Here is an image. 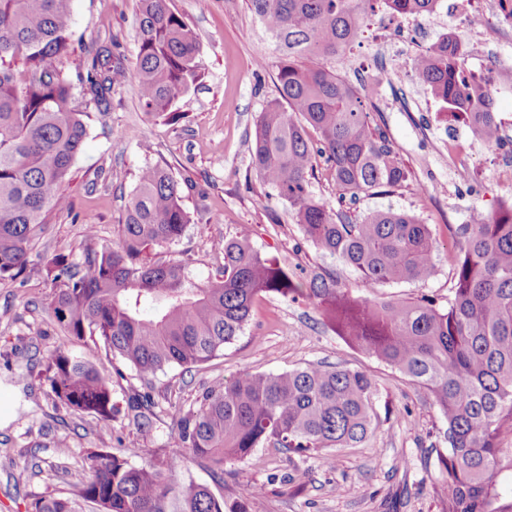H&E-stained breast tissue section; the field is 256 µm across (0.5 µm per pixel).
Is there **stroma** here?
I'll return each mask as SVG.
<instances>
[{"label": "stroma", "instance_id": "35a3bbf8", "mask_svg": "<svg viewBox=\"0 0 512 512\" xmlns=\"http://www.w3.org/2000/svg\"><path fill=\"white\" fill-rule=\"evenodd\" d=\"M172 5L199 37L204 72L201 84L174 105L181 120L146 115L137 82L127 76L115 87L110 110L91 114L68 175L71 212L52 214L35 241L25 281L0 280V458L10 463L0 468V512H28L35 500L73 495L88 477L91 454L106 448L134 466L174 463L176 489L203 485L215 495L238 498L246 512H444L448 486L439 460L448 454L447 423L432 398L339 339L308 303L258 296L243 333L221 356L189 372L168 368L148 387L128 362L99 357L119 408L109 419L56 405L40 379L62 336L47 309L52 290L42 259L62 253L77 263L88 248L115 243L117 224L145 163L165 166L183 186L191 222L179 248L190 256L196 280L219 277L224 258L216 244L245 228L255 250L303 279L331 274L359 297L426 296L443 308L456 254L449 226L474 223L512 202V127L503 130L499 148L469 141L476 176L450 181L448 148L435 110L419 89L394 73L384 38L359 34L337 55L336 71L350 79L360 63L377 59L375 92L364 98V108L400 153L409 179L385 194L361 198L350 212L360 216L390 208L416 216L431 229L438 266L437 276L425 284L364 287L356 272L304 237L287 202L271 195L250 167L256 116L278 90L276 49L262 37L247 0H172ZM138 10L139 0H73L78 56L109 49L132 66ZM259 58L264 66H256ZM88 220L96 226L92 240L85 232ZM316 362L363 371L377 388L374 433L357 447L332 449L330 465L267 447L258 451L260 464L226 465L219 483L174 442L173 417L195 408L208 388L245 371L281 372ZM144 390L155 402L156 430L150 435L138 433L125 412L128 397Z\"/></svg>", "mask_w": 512, "mask_h": 512}]
</instances>
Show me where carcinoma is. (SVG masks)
I'll return each mask as SVG.
<instances>
[{
    "label": "carcinoma",
    "instance_id": "obj_1",
    "mask_svg": "<svg viewBox=\"0 0 512 512\" xmlns=\"http://www.w3.org/2000/svg\"><path fill=\"white\" fill-rule=\"evenodd\" d=\"M172 0H140L134 66L146 114L178 119L175 102L203 73L197 34ZM72 0H0V278L26 273L31 245L54 212L70 210L65 183L81 149L90 106L106 112L126 71L112 54L67 63L74 51ZM278 51L279 97L259 113L251 167L288 202L294 223L321 251L356 271L368 288L427 283L437 275L429 225L392 209L357 220L340 204L402 186L408 171L373 125L359 91L326 60L345 52L369 13L380 7L422 15L435 0H249ZM458 43L444 42L414 61L419 81L454 120L472 115L479 137L500 141L490 89L459 80ZM317 139H312L311 133ZM330 170L337 205L311 191L318 162ZM180 184L158 163L143 166L118 224V241L75 263L44 258L48 306L66 332L45 365L55 403L109 419L118 412L112 381L95 357L119 356L149 381L168 367L202 365L232 343L255 297L278 294L320 308L351 347L425 389L447 422L445 512H512L498 504L500 437L512 434V204L476 224L448 227L457 244L448 307L429 297L383 301L354 297L332 275L303 288L239 233L217 248L219 278L195 280L185 252L158 250L181 241L189 216ZM81 343L88 355L73 354ZM376 387L363 372L308 364L276 373L243 372L202 393L198 407L174 419L181 447L224 482V465L259 462L266 444L329 461V449L355 447L375 430ZM136 429H155L150 397L128 405ZM171 488L154 465L134 466L110 450L90 456L79 489L103 512H245L236 499L190 485L166 506ZM31 512H74L68 497L40 499Z\"/></svg>",
    "mask_w": 512,
    "mask_h": 512
}]
</instances>
